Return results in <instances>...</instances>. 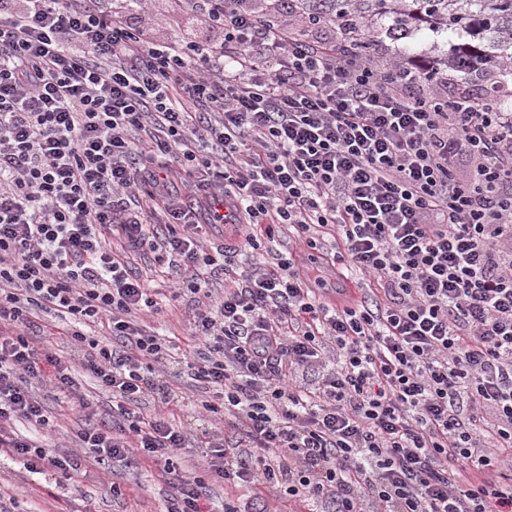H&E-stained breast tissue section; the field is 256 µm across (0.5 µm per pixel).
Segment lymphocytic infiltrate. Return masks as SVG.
I'll use <instances>...</instances> for the list:
<instances>
[{
  "label": "lymphocytic infiltrate",
  "mask_w": 512,
  "mask_h": 512,
  "mask_svg": "<svg viewBox=\"0 0 512 512\" xmlns=\"http://www.w3.org/2000/svg\"><path fill=\"white\" fill-rule=\"evenodd\" d=\"M192 2L219 46L152 44L101 0H0V455L65 479L81 455L149 459L176 476L166 512H212L213 481L248 493L224 512H264L267 494L512 512L502 90L412 94L402 62L284 39L240 0ZM212 224L252 249L286 231L319 259L212 253ZM133 253L176 279L186 350L148 330L161 304ZM328 271L358 299L326 303ZM181 379L207 396L188 424ZM43 391L81 407L76 454L48 444ZM187 448L205 460L176 470Z\"/></svg>",
  "instance_id": "obj_1"
}]
</instances>
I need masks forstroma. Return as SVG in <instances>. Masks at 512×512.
<instances>
[{
  "label": "stroma",
  "instance_id": "obj_1",
  "mask_svg": "<svg viewBox=\"0 0 512 512\" xmlns=\"http://www.w3.org/2000/svg\"><path fill=\"white\" fill-rule=\"evenodd\" d=\"M127 21L148 28L151 41L162 45L187 41L208 47L223 40L220 29L192 22L177 0H149L145 15L131 13ZM412 47L417 66H441L447 37L423 31ZM462 79V74L441 66L437 87L449 91ZM170 491L167 474L149 461L136 467L85 461L61 485L53 476L27 472L18 460L0 459V493L15 499L17 512H163Z\"/></svg>",
  "mask_w": 512,
  "mask_h": 512
}]
</instances>
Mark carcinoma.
<instances>
[{"label":"carcinoma","instance_id":"cac0c4a2","mask_svg":"<svg viewBox=\"0 0 512 512\" xmlns=\"http://www.w3.org/2000/svg\"><path fill=\"white\" fill-rule=\"evenodd\" d=\"M293 8L334 25L340 41H351L367 54L366 33L376 23L395 40L409 39L423 29L469 37L465 48L450 44L444 63L458 69L461 57L479 60L488 70L509 74L512 59V0H295Z\"/></svg>","mask_w":512,"mask_h":512}]
</instances>
